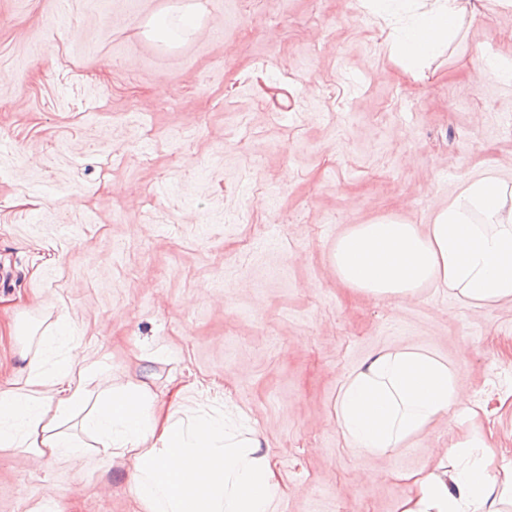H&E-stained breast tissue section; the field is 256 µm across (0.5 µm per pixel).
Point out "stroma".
Masks as SVG:
<instances>
[{"label":"stroma","mask_w":512,"mask_h":512,"mask_svg":"<svg viewBox=\"0 0 512 512\" xmlns=\"http://www.w3.org/2000/svg\"><path fill=\"white\" fill-rule=\"evenodd\" d=\"M178 22L168 42L157 21ZM362 0H0V391L21 328L64 320L101 393L202 382L245 411L284 485L275 512H401L412 478L473 431L512 462V304L429 285L344 287L349 224L432 223L475 176L512 186V8L482 0L415 73ZM446 362L472 399L381 455L336 423L373 353ZM126 465L0 449V512H136ZM487 69L495 70L500 73L502 77L507 80L512 79V64L508 60L490 58L485 55H480L475 64L474 80H480L483 72Z\"/></svg>","instance_id":"1"}]
</instances>
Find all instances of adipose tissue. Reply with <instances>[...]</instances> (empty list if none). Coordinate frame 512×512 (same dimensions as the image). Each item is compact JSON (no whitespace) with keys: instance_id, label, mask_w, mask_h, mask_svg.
Listing matches in <instances>:
<instances>
[{"instance_id":"obj_1","label":"adipose tissue","mask_w":512,"mask_h":512,"mask_svg":"<svg viewBox=\"0 0 512 512\" xmlns=\"http://www.w3.org/2000/svg\"><path fill=\"white\" fill-rule=\"evenodd\" d=\"M391 22L387 50L412 72L457 35L475 0H437L407 13V0H366ZM332 263L340 282L378 298H400L434 281L475 306L512 303V187L486 176L468 180L433 224L384 220L353 224L336 239ZM93 366L68 361L52 375L31 369L26 391L0 392V447L25 448L65 461L77 445L64 426L80 419L97 437V454L133 464L130 491L140 512H274L284 488L244 411L186 407L176 388L167 409L146 385L118 387L90 401ZM470 404L456 373L413 349L369 357L341 388L336 422L349 448L378 455L423 433L437 418ZM492 448L474 434L416 479L401 512H503L512 506V465L494 468Z\"/></svg>"}]
</instances>
